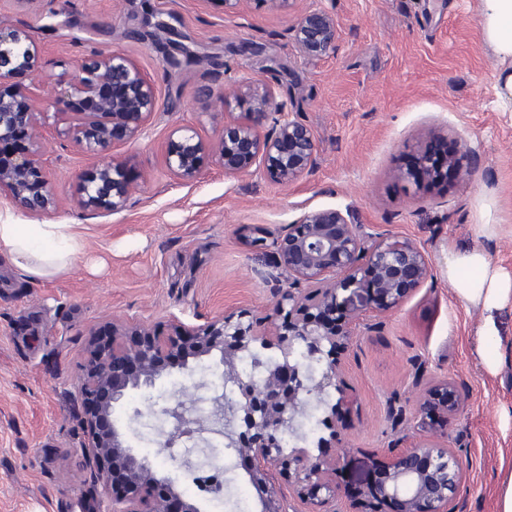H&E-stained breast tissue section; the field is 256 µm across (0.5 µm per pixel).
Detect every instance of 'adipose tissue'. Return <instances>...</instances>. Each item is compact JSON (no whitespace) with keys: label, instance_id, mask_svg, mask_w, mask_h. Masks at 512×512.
Masks as SVG:
<instances>
[{"label":"adipose tissue","instance_id":"1","mask_svg":"<svg viewBox=\"0 0 512 512\" xmlns=\"http://www.w3.org/2000/svg\"><path fill=\"white\" fill-rule=\"evenodd\" d=\"M479 29L500 68L499 80L508 93L502 106L512 109V0H480ZM84 250L68 224H17L0 221V253L25 271L50 278L68 271ZM448 280L458 298L484 315L479 330L486 344L482 359L490 373H498L505 353L497 315L512 300V276L494 266L479 248L456 252L448 259Z\"/></svg>","mask_w":512,"mask_h":512}]
</instances>
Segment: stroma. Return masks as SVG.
I'll return each instance as SVG.
<instances>
[{"label":"stroma","mask_w":512,"mask_h":512,"mask_svg":"<svg viewBox=\"0 0 512 512\" xmlns=\"http://www.w3.org/2000/svg\"><path fill=\"white\" fill-rule=\"evenodd\" d=\"M335 14L334 56L304 60L287 39L310 8ZM479 0H295L288 11L245 0L239 14L221 0H0V24L27 30L54 74L76 70L95 50L124 53L154 83L159 109L146 134L91 157L64 138L46 164L59 198L43 224H70L85 251L62 275L30 276L0 254V512H107L80 469L62 474L60 454L80 459L84 436L71 410L86 358L87 331L113 317L144 323L176 319L197 326L218 315L262 317L288 274L270 246L250 231L278 229L305 208L350 210L370 234L415 241L431 275L398 310L370 317L336 354L337 381L356 398L338 418L329 450L349 454L332 477L328 512H361L353 487L364 486L374 456L420 437L425 387L448 381L459 409L445 425L463 463L459 512H497L501 459L512 457V362L489 374L480 359V309L466 306L448 281V254L481 248L512 274V112L478 28ZM174 22L194 52L165 61L163 32L128 37L143 18ZM251 78L311 126L314 172L289 186L261 173L228 177L209 169L197 183L174 178L163 156L174 123L216 131L207 118L227 80ZM461 137L476 157L471 180L417 190L399 178L428 132ZM126 163L133 182L122 212L94 215L72 206L78 180L104 163ZM493 225L485 233L484 225ZM223 367L218 359L164 372L157 404L188 390L209 413ZM117 419L134 451L153 447L161 426L142 391H132ZM193 462L226 471L224 500L204 512H256L257 496L222 436L205 435Z\"/></svg>","instance_id":"stroma-1"}]
</instances>
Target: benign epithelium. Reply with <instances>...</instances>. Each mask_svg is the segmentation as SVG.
I'll list each match as a JSON object with an SVG mask.
<instances>
[{
	"mask_svg": "<svg viewBox=\"0 0 512 512\" xmlns=\"http://www.w3.org/2000/svg\"><path fill=\"white\" fill-rule=\"evenodd\" d=\"M287 38L307 60L334 54L336 16L321 8L306 10ZM44 70V54L33 37L0 25V140L25 135L24 150L0 156V197L30 216L58 206L43 162L51 123L41 107L42 87L36 78ZM50 93L70 115L69 125L58 134L90 156L138 141L158 111L154 84L116 51L92 52L73 74L62 70L51 81ZM220 103L223 111L205 113L220 125L214 137L203 138L190 124L170 128L164 165L172 176L194 182L219 167L226 176L258 171L288 186L313 171L318 149L312 128L287 110L270 87L246 79L226 82ZM234 103L246 106L245 111H231ZM412 158L413 167L404 169L403 177L430 178L432 149L419 146ZM448 168L456 181L468 182L473 173L470 151L454 143ZM131 192L123 164H101L81 175L73 203L84 211L117 213L126 209ZM270 238L277 264L288 272V288L258 322L246 325L216 316L187 328L114 318L109 338L91 332L73 417L85 433L81 457L88 482L109 495L110 512H202L199 500L184 496L151 460L134 452L115 411L131 391L153 387L163 370L184 369L213 356L224 367L222 379L236 389L233 398H214L219 415L215 433L246 460V475L258 494L257 512H283L278 477L304 504H322L334 495L330 477L340 457L323 451L321 440L316 455L301 446L287 452L279 436L285 429L299 436L300 417L311 396L328 410L321 423L336 435V414L353 403L352 395L336 383V351L349 345L365 316H386L419 290L430 277V262L415 241L366 236L350 211L336 208L305 207ZM271 349L281 357L268 355L260 361L258 378L240 375L242 355ZM331 386L338 393L333 404L327 397ZM423 405L453 412L456 398L448 381L432 386ZM160 412L168 427L158 432L157 447L166 451L205 430V418L180 397ZM373 465L381 475L374 493L383 503L398 502L401 512H456L462 463L437 437L377 458Z\"/></svg>",
	"mask_w": 512,
	"mask_h": 512,
	"instance_id": "obj_1",
	"label": "benign epithelium"
}]
</instances>
